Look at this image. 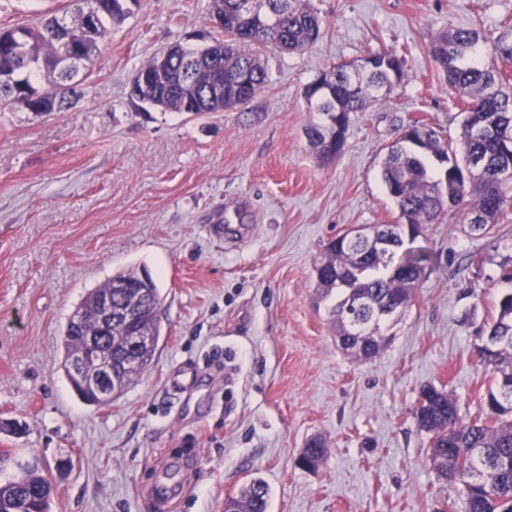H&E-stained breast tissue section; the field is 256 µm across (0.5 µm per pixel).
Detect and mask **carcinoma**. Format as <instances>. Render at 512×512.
<instances>
[{
	"instance_id": "obj_1",
	"label": "carcinoma",
	"mask_w": 512,
	"mask_h": 512,
	"mask_svg": "<svg viewBox=\"0 0 512 512\" xmlns=\"http://www.w3.org/2000/svg\"><path fill=\"white\" fill-rule=\"evenodd\" d=\"M92 32L74 17L73 27L57 29L56 16L0 30V74L14 75V83H0V112L24 108L31 112L44 107L61 112L72 105L81 84L82 67L62 65V49L73 45L88 61L100 53L110 27L131 14L126 0H98ZM243 0H210L209 16L224 34L202 47L180 43L168 46L178 53L169 65H159L153 55L133 74L128 96L131 101L169 112L206 115L227 112L248 104L268 85L270 77L262 52L302 54L318 40L322 18L309 0H267L279 15L277 23L265 26L241 16ZM496 63H483L484 54ZM429 54L448 85L458 94L464 114L458 140H447L424 119L407 126L382 163L381 178L388 197L399 214V223L386 229L371 226L373 234L394 235V248L380 252L371 245V235L354 239L343 234L331 241L327 254L316 267L322 297H337L330 310L336 337L343 349L360 357L355 347L363 345L367 356L376 357L389 337L383 333L392 306L404 313L411 306L416 288L432 261L431 253L416 245L417 236L406 235L405 227L440 224L455 211L468 225V234L480 228L489 250L470 253L465 267H497V280L508 285L497 298L496 313L483 328L498 337L492 349H478V360L489 369L482 415L466 418L456 399L435 386L422 389L426 399L420 412H412L419 431L436 434L429 448L430 461L438 480L458 489L471 488L467 507L461 512H512V267L496 261L498 246L493 230L512 218V181L499 183L492 176L512 163L502 144L512 142V70L499 65L512 63V26L489 32L483 26L448 27L436 33ZM379 70L352 74L356 62H343L325 70L304 92L307 109L317 114L305 128L310 145L322 162L338 159L336 137L326 115L340 113L345 123L351 114L365 111L376 101L387 99L406 76L405 60L393 49L372 51ZM453 205H447V201ZM112 293V309L119 310L138 299L134 320L112 315V322L95 329L98 301ZM162 299L148 274L122 270L105 284L87 292L63 331V360L67 379L70 363L81 350L85 337H98L112 351V358L129 361L118 384L105 399L79 389L77 394L90 404H105L118 398L151 365L162 333ZM327 450L322 439H309L299 457L317 469ZM17 473L0 478V512H52V479L37 463H15ZM270 490L253 479L225 501L224 512H268Z\"/></svg>"
}]
</instances>
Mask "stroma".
Instances as JSON below:
<instances>
[{"label": "stroma", "instance_id": "35a3bbf8", "mask_svg": "<svg viewBox=\"0 0 512 512\" xmlns=\"http://www.w3.org/2000/svg\"><path fill=\"white\" fill-rule=\"evenodd\" d=\"M209 0H139L113 26L62 112H0V452L51 472L52 512H152L135 489L156 465L181 482L171 512H224L253 478L269 512H433L455 499L412 418L426 386L477 416L486 389L474 334L501 283L457 271L487 242L456 214L428 225L434 258L375 358L344 351L315 268L345 231L395 223L381 180L388 146L415 119L459 138L463 116L429 56L450 26L512 23V0H310L323 19L300 55L266 51L270 83L250 103L195 116L134 108V72L167 45L217 34ZM68 0H0V28ZM392 48L407 75L354 114L342 157L310 146L306 86L341 61ZM252 201L250 237L211 228ZM135 268L157 284L154 361L112 403L84 402L61 366L64 327L87 291ZM190 368L188 388L172 372ZM328 450L296 464L310 437Z\"/></svg>", "mask_w": 512, "mask_h": 512}]
</instances>
